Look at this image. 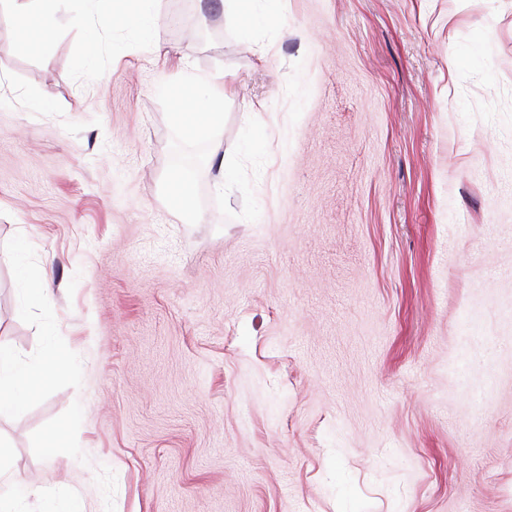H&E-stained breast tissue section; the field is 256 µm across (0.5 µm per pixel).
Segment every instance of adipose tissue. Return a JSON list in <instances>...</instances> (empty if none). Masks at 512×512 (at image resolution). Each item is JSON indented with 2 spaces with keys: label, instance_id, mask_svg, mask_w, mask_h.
Wrapping results in <instances>:
<instances>
[{
  "label": "adipose tissue",
  "instance_id": "adipose-tissue-1",
  "mask_svg": "<svg viewBox=\"0 0 512 512\" xmlns=\"http://www.w3.org/2000/svg\"><path fill=\"white\" fill-rule=\"evenodd\" d=\"M197 87L205 96L204 111L179 113L178 124L194 135L202 131L216 132L221 118L219 104L226 92L224 78L220 75L203 78L198 80ZM68 369V361L54 355L22 361L11 347L0 343V414L19 409Z\"/></svg>",
  "mask_w": 512,
  "mask_h": 512
}]
</instances>
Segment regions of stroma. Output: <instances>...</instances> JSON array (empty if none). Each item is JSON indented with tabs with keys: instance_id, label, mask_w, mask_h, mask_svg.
<instances>
[{
	"instance_id": "1",
	"label": "stroma",
	"mask_w": 512,
	"mask_h": 512,
	"mask_svg": "<svg viewBox=\"0 0 512 512\" xmlns=\"http://www.w3.org/2000/svg\"><path fill=\"white\" fill-rule=\"evenodd\" d=\"M81 5L0 10V341L74 364L0 512H512V0ZM52 0H1L2 6L15 11L20 16L34 10L38 14L37 27L41 31H53L57 28V18ZM197 88L203 92L206 100L204 112H177L178 125L193 135H198L200 129L207 133H216L221 113L219 104L226 93L223 76L199 79Z\"/></svg>"
}]
</instances>
